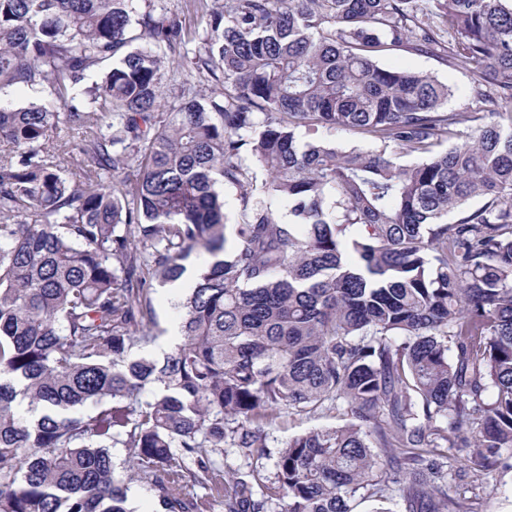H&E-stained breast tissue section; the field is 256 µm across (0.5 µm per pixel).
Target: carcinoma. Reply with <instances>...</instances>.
<instances>
[{"label": "carcinoma", "instance_id": "obj_1", "mask_svg": "<svg viewBox=\"0 0 512 512\" xmlns=\"http://www.w3.org/2000/svg\"><path fill=\"white\" fill-rule=\"evenodd\" d=\"M196 9L189 32L141 0H0V90L48 93L0 103V512H135V480L155 512H484L512 470V0ZM393 49L469 74L479 107ZM175 55L197 83L166 108ZM200 249L181 342L144 353L154 284ZM281 409L349 420L288 440L268 485L225 475Z\"/></svg>", "mask_w": 512, "mask_h": 512}]
</instances>
